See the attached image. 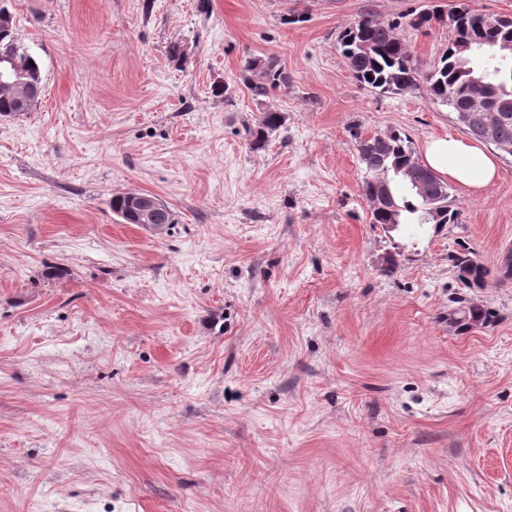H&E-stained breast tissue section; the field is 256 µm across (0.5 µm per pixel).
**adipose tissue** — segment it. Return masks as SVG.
Returning <instances> with one entry per match:
<instances>
[{
  "label": "adipose tissue",
  "mask_w": 512,
  "mask_h": 512,
  "mask_svg": "<svg viewBox=\"0 0 512 512\" xmlns=\"http://www.w3.org/2000/svg\"><path fill=\"white\" fill-rule=\"evenodd\" d=\"M424 159L433 171L474 192L489 186L497 174L496 159L484 146L452 136L430 141Z\"/></svg>",
  "instance_id": "adipose-tissue-1"
}]
</instances>
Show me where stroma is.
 Returning a JSON list of instances; mask_svg holds the SVG:
<instances>
[{
  "instance_id": "obj_1",
  "label": "stroma",
  "mask_w": 512,
  "mask_h": 512,
  "mask_svg": "<svg viewBox=\"0 0 512 512\" xmlns=\"http://www.w3.org/2000/svg\"><path fill=\"white\" fill-rule=\"evenodd\" d=\"M451 2L0 0L45 84L0 117V512H512V279L451 260L512 251V155L457 223H371L355 135L465 132L336 48L397 19L430 64L450 29L405 18ZM254 57L287 88L253 98ZM129 190L174 224L123 223ZM285 123V117L280 112H264L258 125L249 131L252 138L250 146L252 150H262L273 132L279 130ZM454 264L459 280L468 288L484 287L491 275L489 268L466 252L454 255Z\"/></svg>"
}]
</instances>
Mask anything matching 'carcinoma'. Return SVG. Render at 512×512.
<instances>
[{"mask_svg":"<svg viewBox=\"0 0 512 512\" xmlns=\"http://www.w3.org/2000/svg\"><path fill=\"white\" fill-rule=\"evenodd\" d=\"M480 14L463 3L444 11L434 6L416 14L409 24L415 29L427 28L434 22L442 23L452 32L448 49L431 63L427 70L398 37V22L362 17L341 30L336 46L354 77L381 93L401 95L413 93L425 83L430 102L448 107L452 118L463 126L462 115L478 110L487 123L496 128L492 145L512 155V109L506 110L503 99L512 97V60L497 70L492 56L504 47L512 46V18L488 16L477 26ZM12 19L0 22V56L15 59L29 93L44 96V83L40 64L35 56L21 45L11 27ZM245 86L256 99L266 97L272 90L288 87V74L274 58H254L245 62ZM483 78L485 86L480 97H473L470 87L473 79ZM24 111L8 91H0V115L12 116ZM285 123L280 112L263 113L258 125L250 130L251 149L265 147L268 137ZM385 149L373 147V139L354 135L356 150L363 168L362 194L370 202V223L390 224H455L458 213L448 184L440 177L423 195L413 192L407 185L406 172L417 158L410 138L399 130L386 134ZM458 278L468 288L485 286L491 271L470 254L454 256ZM456 316L468 322L484 324L490 313L479 306L467 304L454 309Z\"/></svg>","mask_w":512,"mask_h":512,"instance_id":"carcinoma-1","label":"carcinoma"}]
</instances>
